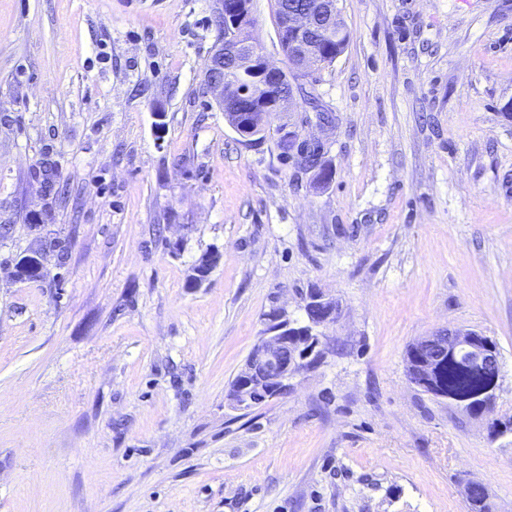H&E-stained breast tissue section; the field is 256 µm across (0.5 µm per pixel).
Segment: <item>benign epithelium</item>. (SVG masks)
I'll return each instance as SVG.
<instances>
[{"mask_svg":"<svg viewBox=\"0 0 512 512\" xmlns=\"http://www.w3.org/2000/svg\"><path fill=\"white\" fill-rule=\"evenodd\" d=\"M253 11L242 5L233 17L227 18L224 41L212 48L204 70V86L217 105L224 111L241 115L240 92L237 83L224 78V74H248L254 81L253 89L260 96L259 102L269 112H288L294 95L284 87L296 88L301 74L308 72V64L317 60L323 50L321 38L332 40L342 34V17L338 0H315L310 8L287 10L276 19L277 38L287 37L279 46L285 57L284 68L270 65L266 55L254 42L251 29ZM309 303L325 311V315L310 327H321L336 322L339 305L336 300L315 293ZM427 352L433 356L451 353L465 357L472 365L489 376L481 392L485 406L479 414L471 413L467 405L462 411L473 419L481 420L495 404L501 371V353L495 341L475 330L442 329L423 338ZM321 337L314 334L309 346L300 353L288 340V325L274 330V335L264 336L249 353L239 375L241 382L231 397L235 408L242 410L252 402L249 393L261 389L266 397L273 398L288 388V380L302 368L314 365L322 356Z\"/></svg>","mask_w":512,"mask_h":512,"instance_id":"benign-epithelium-1","label":"benign epithelium"}]
</instances>
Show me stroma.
<instances>
[{"label":"stroma","mask_w":512,"mask_h":512,"mask_svg":"<svg viewBox=\"0 0 512 512\" xmlns=\"http://www.w3.org/2000/svg\"><path fill=\"white\" fill-rule=\"evenodd\" d=\"M339 8L348 47L249 146L203 87L211 0H0V512H468L470 481L512 512V433L405 362L490 336L512 416V0ZM253 15L284 66L274 0ZM314 290L340 306L319 363L232 409ZM286 127V126H285ZM285 127L281 126L277 129V132L280 134L278 139V147L281 150V154L283 156H293V152L296 150V155L299 157V163L304 168H312L318 161V158L322 157V149L320 146H314L313 148H306V155H303V152L299 150V148L295 147L296 140L300 142V137L298 135V139L294 133L290 131H285ZM310 170H315L312 168Z\"/></svg>","instance_id":"stroma-1"}]
</instances>
